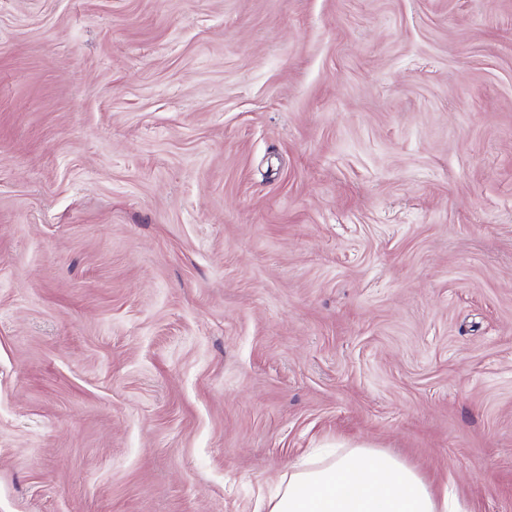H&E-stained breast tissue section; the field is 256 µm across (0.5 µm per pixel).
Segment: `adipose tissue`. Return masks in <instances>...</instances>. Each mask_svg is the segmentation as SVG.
<instances>
[{"label":"adipose tissue","instance_id":"obj_1","mask_svg":"<svg viewBox=\"0 0 512 512\" xmlns=\"http://www.w3.org/2000/svg\"><path fill=\"white\" fill-rule=\"evenodd\" d=\"M267 512H456L450 489L435 491L388 452L357 446L335 459L296 462L266 502Z\"/></svg>","mask_w":512,"mask_h":512}]
</instances>
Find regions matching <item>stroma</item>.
<instances>
[{"label": "stroma", "mask_w": 512, "mask_h": 512, "mask_svg": "<svg viewBox=\"0 0 512 512\" xmlns=\"http://www.w3.org/2000/svg\"><path fill=\"white\" fill-rule=\"evenodd\" d=\"M338 442L512 512V0H0V512Z\"/></svg>", "instance_id": "obj_1"}]
</instances>
